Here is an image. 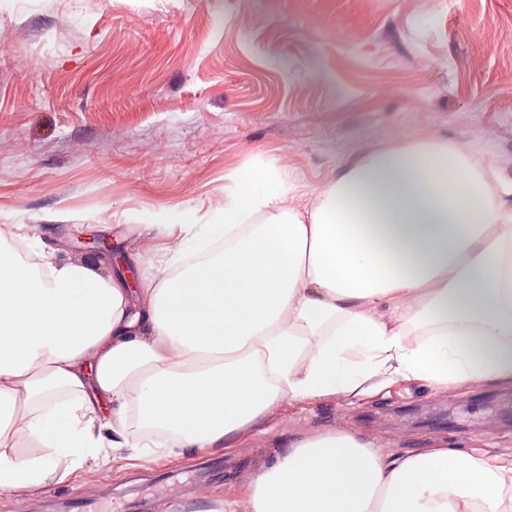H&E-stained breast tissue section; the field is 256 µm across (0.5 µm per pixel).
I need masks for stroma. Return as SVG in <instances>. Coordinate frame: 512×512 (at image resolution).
Instances as JSON below:
<instances>
[{"instance_id":"obj_1","label":"stroma","mask_w":512,"mask_h":512,"mask_svg":"<svg viewBox=\"0 0 512 512\" xmlns=\"http://www.w3.org/2000/svg\"><path fill=\"white\" fill-rule=\"evenodd\" d=\"M0 235L80 260L81 241L163 254L165 216L204 224L224 189L285 171L311 207L341 169L432 137L512 184V0H0ZM341 427L403 454L443 441L512 458V386L420 380L285 399L232 451L86 458L0 512H182L300 434Z\"/></svg>"}]
</instances>
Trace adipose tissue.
<instances>
[{
  "label": "adipose tissue",
  "instance_id": "obj_1",
  "mask_svg": "<svg viewBox=\"0 0 512 512\" xmlns=\"http://www.w3.org/2000/svg\"><path fill=\"white\" fill-rule=\"evenodd\" d=\"M287 192L259 169L219 223L171 214L182 236L138 290L0 244V496L88 448L165 455L157 430L229 450L284 398L373 378L512 383V186L423 138L343 169L309 209ZM230 495L241 512H512V460L337 429L289 440Z\"/></svg>",
  "mask_w": 512,
  "mask_h": 512
}]
</instances>
